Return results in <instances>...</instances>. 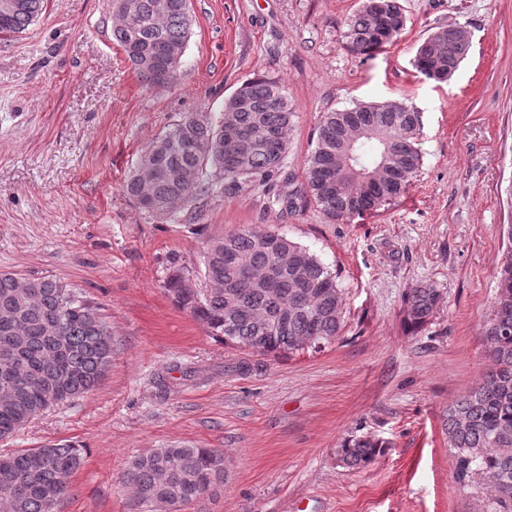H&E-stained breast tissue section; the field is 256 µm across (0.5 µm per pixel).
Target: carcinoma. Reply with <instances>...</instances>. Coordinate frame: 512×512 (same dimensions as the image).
<instances>
[{
    "mask_svg": "<svg viewBox=\"0 0 512 512\" xmlns=\"http://www.w3.org/2000/svg\"><path fill=\"white\" fill-rule=\"evenodd\" d=\"M45 0H0V34L25 31ZM118 22L112 40L140 77L171 84L192 25L188 0H112ZM395 36L407 18L400 0H363L343 31L347 51L368 60L385 43L378 21ZM469 43L440 27L416 49L414 66L429 80L446 82L466 57ZM295 108L280 81L243 83L212 117L186 112L142 152L143 161L122 186L139 208L160 216L186 212L204 194L235 195L284 173L288 130ZM420 113L403 101L358 102L325 112L305 161V197L336 221L380 211L405 193L421 166ZM178 270L165 281L175 303L205 322L211 335L264 356L280 357L334 341L343 326L344 297L333 273L308 248L274 229L243 230L212 238L197 278L185 285ZM0 273V350L20 356L15 373L0 367V393L13 400L0 410V440L34 417L93 391L112 363V329L99 307L49 277ZM498 287L483 335L489 370L448 406V447L460 483L484 479L502 512H512V244L499 262ZM437 289H410L404 322L424 326L437 307ZM61 327L63 343L50 336ZM384 448L354 438L341 448L348 467L368 466ZM83 463L69 443L0 454V512H59L66 480ZM216 448H161L137 457L123 478L142 507L172 505L208 494L222 479Z\"/></svg>",
    "mask_w": 512,
    "mask_h": 512,
    "instance_id": "cac0c4a2",
    "label": "carcinoma"
}]
</instances>
